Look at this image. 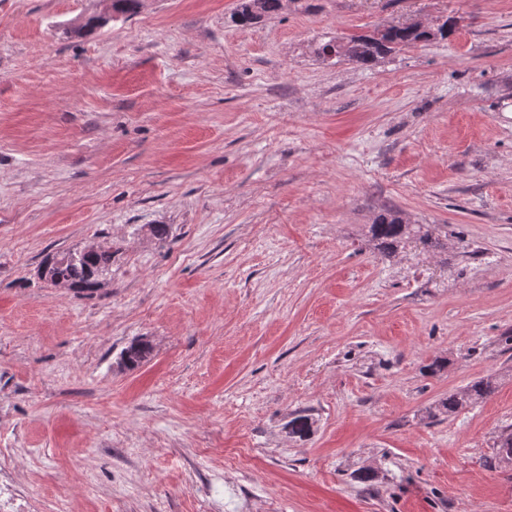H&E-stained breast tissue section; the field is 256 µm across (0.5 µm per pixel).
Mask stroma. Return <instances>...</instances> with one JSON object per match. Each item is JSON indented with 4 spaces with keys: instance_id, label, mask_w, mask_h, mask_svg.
I'll return each instance as SVG.
<instances>
[{
    "instance_id": "stroma-1",
    "label": "stroma",
    "mask_w": 512,
    "mask_h": 512,
    "mask_svg": "<svg viewBox=\"0 0 512 512\" xmlns=\"http://www.w3.org/2000/svg\"><path fill=\"white\" fill-rule=\"evenodd\" d=\"M238 4L0 0V512H512V0ZM390 211L447 249L380 258ZM91 244V295L44 278ZM281 8L282 0H242L235 16L239 25L248 26ZM426 29L420 32L417 23L384 25L376 28L371 35H354L346 40L330 39L321 43L316 53L324 60L343 58L362 66H371L378 58L396 49L438 38L447 39L448 19ZM151 346L148 341L132 342L119 356V364L128 368L139 366L150 354ZM496 390V382L493 377L487 376L470 382L460 392L449 394L425 408L423 418L436 420L440 417L451 416L460 410L472 405L477 400H482Z\"/></svg>"
}]
</instances>
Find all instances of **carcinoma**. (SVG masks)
Instances as JSON below:
<instances>
[{
	"label": "carcinoma",
	"mask_w": 512,
	"mask_h": 512,
	"mask_svg": "<svg viewBox=\"0 0 512 512\" xmlns=\"http://www.w3.org/2000/svg\"><path fill=\"white\" fill-rule=\"evenodd\" d=\"M140 0H112V11L117 17H130L137 13ZM282 0H241L235 13L241 26L261 21L264 17L278 12ZM448 38V21L419 31L416 23H397L376 28L370 35H354L346 40L330 39L316 48L319 57L327 59H348L362 66L374 64L378 58L402 47L428 42L434 39ZM373 249L384 258L395 256L399 249L414 242L425 251H438L444 248V242L435 231L421 224H406L396 214L383 216L370 226ZM112 268V249H101L88 255L63 252L53 257V262L45 277L53 284L65 282L68 287L91 292L98 287L100 279ZM149 342L139 340L126 347L119 356V364L135 368L150 354ZM496 390L493 377L487 376L470 382L460 392L448 395L425 408L423 417L436 420L447 417L482 400ZM313 418L304 412L293 414L286 428L294 438L305 439L313 432ZM493 460L497 463H512V431L504 432L495 444Z\"/></svg>",
	"instance_id": "1"
}]
</instances>
